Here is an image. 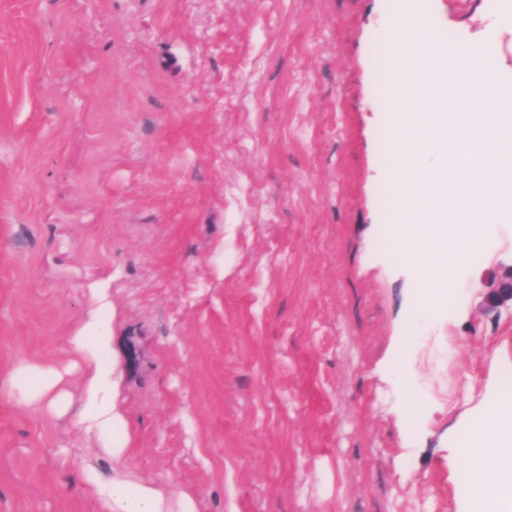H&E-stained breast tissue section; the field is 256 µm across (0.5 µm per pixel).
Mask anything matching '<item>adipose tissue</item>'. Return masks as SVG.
<instances>
[{"label":"adipose tissue","instance_id":"adipose-tissue-1","mask_svg":"<svg viewBox=\"0 0 512 512\" xmlns=\"http://www.w3.org/2000/svg\"><path fill=\"white\" fill-rule=\"evenodd\" d=\"M92 318L72 336L71 351L80 364L82 395L72 403L63 373L53 364L24 362L12 372L10 386L28 405L40 404L53 415L75 413L88 432L104 442L112 460V479L99 486L103 512H196L187 495L164 490L139 477L125 462L131 449L129 420L120 402L124 373L110 354L117 310L106 287L94 289ZM459 468L465 477L463 512H512V392L495 397L482 418L464 429Z\"/></svg>","mask_w":512,"mask_h":512}]
</instances>
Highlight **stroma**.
<instances>
[{
    "label": "stroma",
    "instance_id": "obj_1",
    "mask_svg": "<svg viewBox=\"0 0 512 512\" xmlns=\"http://www.w3.org/2000/svg\"><path fill=\"white\" fill-rule=\"evenodd\" d=\"M390 2L0 0V512H100L111 458L8 377L67 365L101 285L129 464L196 512H461L512 210L451 302L386 250ZM427 3L512 84V0Z\"/></svg>",
    "mask_w": 512,
    "mask_h": 512
}]
</instances>
